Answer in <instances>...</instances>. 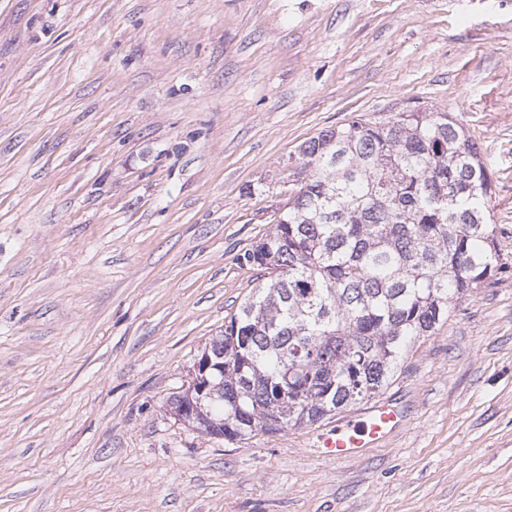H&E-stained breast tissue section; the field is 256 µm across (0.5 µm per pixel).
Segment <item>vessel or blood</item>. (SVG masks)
<instances>
[{
  "label": "vessel or blood",
  "instance_id": "obj_1",
  "mask_svg": "<svg viewBox=\"0 0 512 512\" xmlns=\"http://www.w3.org/2000/svg\"><path fill=\"white\" fill-rule=\"evenodd\" d=\"M404 419L399 404L377 401L322 434L317 446L321 455L330 460L360 457L370 449L382 446Z\"/></svg>",
  "mask_w": 512,
  "mask_h": 512
}]
</instances>
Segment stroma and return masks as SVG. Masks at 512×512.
Wrapping results in <instances>:
<instances>
[{
	"label": "stroma",
	"instance_id": "35a3bbf8",
	"mask_svg": "<svg viewBox=\"0 0 512 512\" xmlns=\"http://www.w3.org/2000/svg\"><path fill=\"white\" fill-rule=\"evenodd\" d=\"M418 104L477 144L512 263V0H0V512H512V267L417 343L364 457L167 407L300 145Z\"/></svg>",
	"mask_w": 512,
	"mask_h": 512
}]
</instances>
